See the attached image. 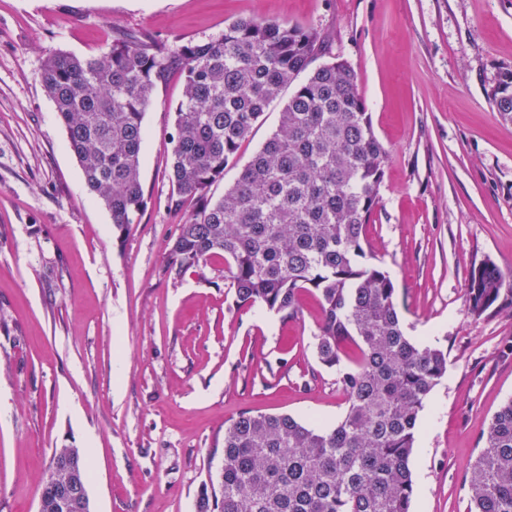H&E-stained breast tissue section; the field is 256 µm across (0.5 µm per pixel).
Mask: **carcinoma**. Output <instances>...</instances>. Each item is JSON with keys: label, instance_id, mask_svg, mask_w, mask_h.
I'll list each match as a JSON object with an SVG mask.
<instances>
[{"label": "carcinoma", "instance_id": "1", "mask_svg": "<svg viewBox=\"0 0 512 512\" xmlns=\"http://www.w3.org/2000/svg\"><path fill=\"white\" fill-rule=\"evenodd\" d=\"M323 54L318 34L285 21L233 22L207 42L163 53L122 38L98 53H56L39 79L54 102L67 147L90 194L124 236L146 205L140 176L143 119L172 62L184 75L167 169L169 203L196 209L179 224L165 274L178 281L222 256L241 304L286 319L314 292L321 318L312 336L320 365L336 372L347 404L334 425L243 411L224 425V461L203 485L197 512H411L419 414L448 370V351L405 335L389 273L364 262L366 228L380 202L389 150L376 135L351 66ZM294 86L275 131L223 195L224 168ZM512 125V71L492 93ZM512 300V276L491 259L473 266L468 312L481 318ZM465 476L468 512H512V400L493 416ZM70 455L89 483V463ZM43 512L58 506L41 479Z\"/></svg>", "mask_w": 512, "mask_h": 512}]
</instances>
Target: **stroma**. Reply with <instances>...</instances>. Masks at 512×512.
<instances>
[{"label": "stroma", "mask_w": 512, "mask_h": 512, "mask_svg": "<svg viewBox=\"0 0 512 512\" xmlns=\"http://www.w3.org/2000/svg\"><path fill=\"white\" fill-rule=\"evenodd\" d=\"M245 18L317 32L346 61L389 150L366 261L386 270L406 334L448 352L420 413L412 512H467L464 478L512 399V315L467 310L470 269L512 273V126L492 103L512 70V0H0V512H36L53 449H81L94 512H195L240 412L336 423L345 395L322 367L321 316L236 301L213 257L163 273L193 209L168 206L183 77L170 67L143 125L138 224L112 235L38 74L123 33L163 48L220 37ZM281 102L211 194L271 135Z\"/></svg>", "instance_id": "1"}]
</instances>
